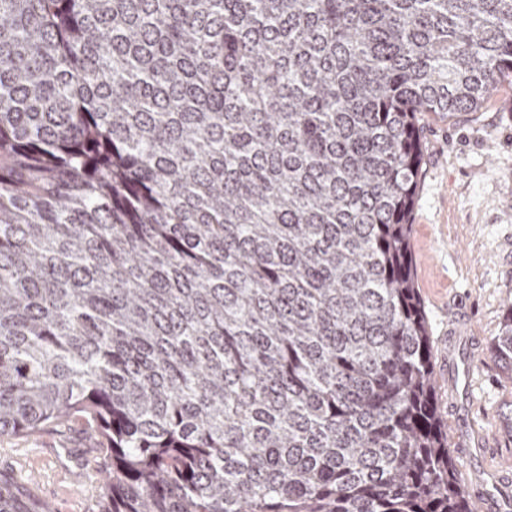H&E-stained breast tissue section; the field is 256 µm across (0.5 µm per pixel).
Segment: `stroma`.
I'll use <instances>...</instances> for the list:
<instances>
[{
    "label": "stroma",
    "instance_id": "obj_1",
    "mask_svg": "<svg viewBox=\"0 0 512 512\" xmlns=\"http://www.w3.org/2000/svg\"><path fill=\"white\" fill-rule=\"evenodd\" d=\"M422 173L411 218L416 288L428 317L438 405L458 480L512 479V373L491 350L512 298V79L474 112L418 113ZM471 366L452 387L449 359ZM84 420L0 437V480L47 501L52 512H92L103 460Z\"/></svg>",
    "mask_w": 512,
    "mask_h": 512
}]
</instances>
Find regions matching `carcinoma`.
<instances>
[{
    "label": "carcinoma",
    "instance_id": "cac0c4a2",
    "mask_svg": "<svg viewBox=\"0 0 512 512\" xmlns=\"http://www.w3.org/2000/svg\"><path fill=\"white\" fill-rule=\"evenodd\" d=\"M511 76L512 0H0V435L86 415L94 512H477L415 116Z\"/></svg>",
    "mask_w": 512,
    "mask_h": 512
}]
</instances>
